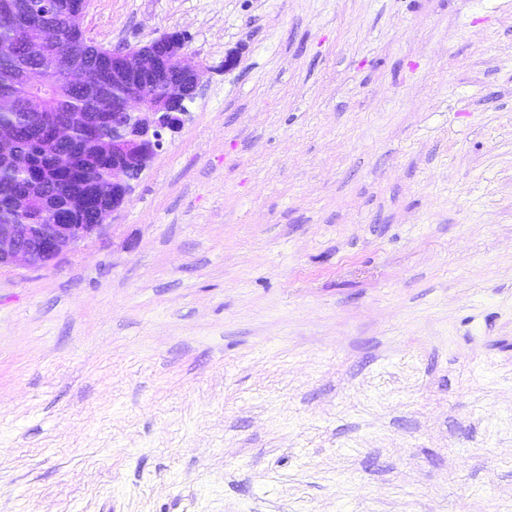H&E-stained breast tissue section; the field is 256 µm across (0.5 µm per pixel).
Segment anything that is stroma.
<instances>
[{"mask_svg": "<svg viewBox=\"0 0 512 512\" xmlns=\"http://www.w3.org/2000/svg\"><path fill=\"white\" fill-rule=\"evenodd\" d=\"M82 27L185 33L199 84L121 209L0 267V512H512V0Z\"/></svg>", "mask_w": 512, "mask_h": 512, "instance_id": "1", "label": "stroma"}]
</instances>
